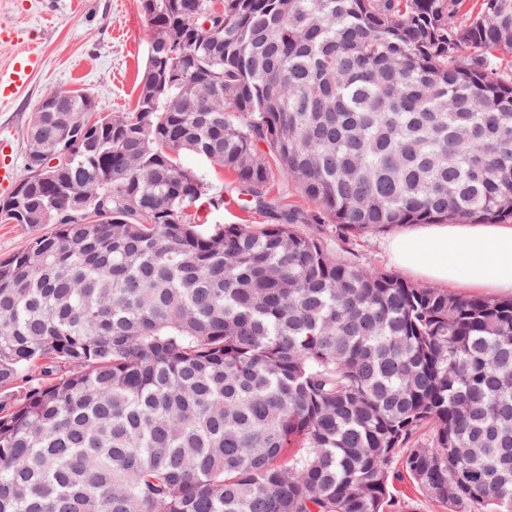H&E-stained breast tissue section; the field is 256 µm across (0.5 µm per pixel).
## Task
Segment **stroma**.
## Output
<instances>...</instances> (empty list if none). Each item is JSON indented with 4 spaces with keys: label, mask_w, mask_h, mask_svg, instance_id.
<instances>
[{
    "label": "stroma",
    "mask_w": 512,
    "mask_h": 512,
    "mask_svg": "<svg viewBox=\"0 0 512 512\" xmlns=\"http://www.w3.org/2000/svg\"><path fill=\"white\" fill-rule=\"evenodd\" d=\"M0 26L14 33L0 42V66L30 51L41 57L23 94L0 106V138L12 145L16 166L24 164L30 116L47 91L87 92L102 115L134 108L150 42L139 0H0ZM391 496L388 512H448L400 469Z\"/></svg>",
    "instance_id": "35a3bbf8"
}]
</instances>
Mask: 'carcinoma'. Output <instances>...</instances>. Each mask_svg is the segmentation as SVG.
Segmentation results:
<instances>
[{
	"label": "carcinoma",
	"instance_id": "cac0c4a2",
	"mask_svg": "<svg viewBox=\"0 0 512 512\" xmlns=\"http://www.w3.org/2000/svg\"><path fill=\"white\" fill-rule=\"evenodd\" d=\"M464 2L141 0L132 111L46 94L0 209L52 225L0 259V512H385L398 462L512 512V298L345 248L512 223V0ZM226 195L273 223L201 229Z\"/></svg>",
	"mask_w": 512,
	"mask_h": 512
}]
</instances>
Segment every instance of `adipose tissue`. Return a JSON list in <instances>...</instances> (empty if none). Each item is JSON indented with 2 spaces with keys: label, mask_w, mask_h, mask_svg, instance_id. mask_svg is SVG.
Listing matches in <instances>:
<instances>
[{
  "label": "adipose tissue",
  "mask_w": 512,
  "mask_h": 512,
  "mask_svg": "<svg viewBox=\"0 0 512 512\" xmlns=\"http://www.w3.org/2000/svg\"><path fill=\"white\" fill-rule=\"evenodd\" d=\"M386 251L419 280L512 293V224H425L392 236Z\"/></svg>",
  "instance_id": "1"
}]
</instances>
